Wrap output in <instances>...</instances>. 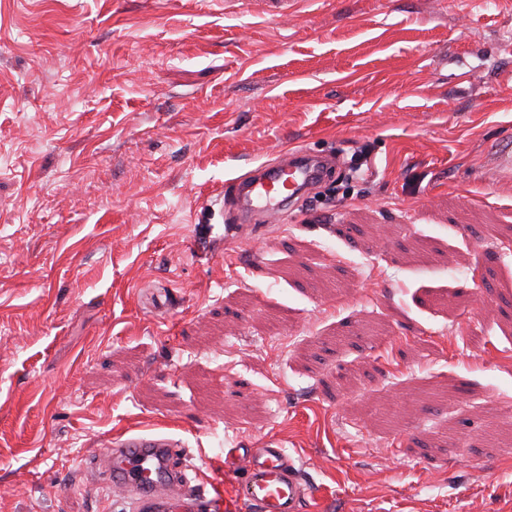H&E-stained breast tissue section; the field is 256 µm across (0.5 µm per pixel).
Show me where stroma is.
I'll list each match as a JSON object with an SVG mask.
<instances>
[{
    "instance_id": "1",
    "label": "stroma",
    "mask_w": 512,
    "mask_h": 512,
    "mask_svg": "<svg viewBox=\"0 0 512 512\" xmlns=\"http://www.w3.org/2000/svg\"><path fill=\"white\" fill-rule=\"evenodd\" d=\"M508 138L512 0H0V512H123L141 432L224 512L274 444L303 512H512ZM282 149L338 164L225 238ZM494 171L503 177H512V141L502 142L495 149L491 159Z\"/></svg>"
}]
</instances>
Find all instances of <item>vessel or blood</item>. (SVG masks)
<instances>
[{
    "label": "vessel or blood",
    "mask_w": 512,
    "mask_h": 512,
    "mask_svg": "<svg viewBox=\"0 0 512 512\" xmlns=\"http://www.w3.org/2000/svg\"><path fill=\"white\" fill-rule=\"evenodd\" d=\"M491 165L503 177H512V141L500 143ZM323 160L304 151H287L271 164H263L237 182L240 193L236 221L246 224L253 217L287 223L293 201L323 175ZM100 457L109 461L107 483L128 494L131 512H222L215 497L191 487L181 494L167 492L165 465H177L172 442L158 435H132L104 446ZM244 473L238 494L252 512H302L303 504L316 495L315 487L301 474L282 447L232 448L224 455V473Z\"/></svg>",
    "instance_id": "1"
}]
</instances>
